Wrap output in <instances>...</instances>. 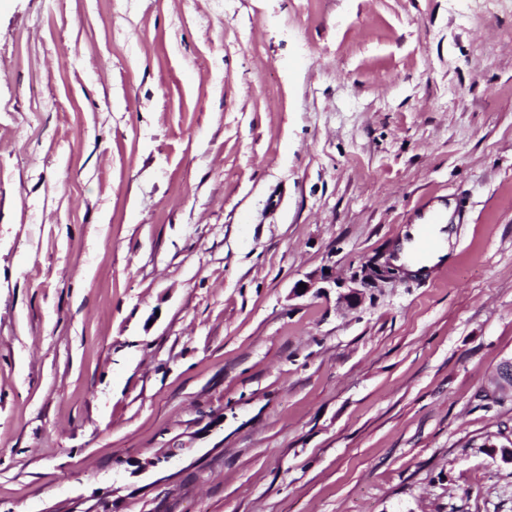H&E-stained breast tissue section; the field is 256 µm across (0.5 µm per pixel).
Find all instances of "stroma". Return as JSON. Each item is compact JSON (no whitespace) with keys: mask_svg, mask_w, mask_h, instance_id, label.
I'll use <instances>...</instances> for the list:
<instances>
[{"mask_svg":"<svg viewBox=\"0 0 512 512\" xmlns=\"http://www.w3.org/2000/svg\"><path fill=\"white\" fill-rule=\"evenodd\" d=\"M510 358L512 0H0V512H512ZM419 233L414 241L415 258L426 257L438 252L441 241L434 235V224H419Z\"/></svg>","mask_w":512,"mask_h":512,"instance_id":"stroma-1","label":"stroma"}]
</instances>
